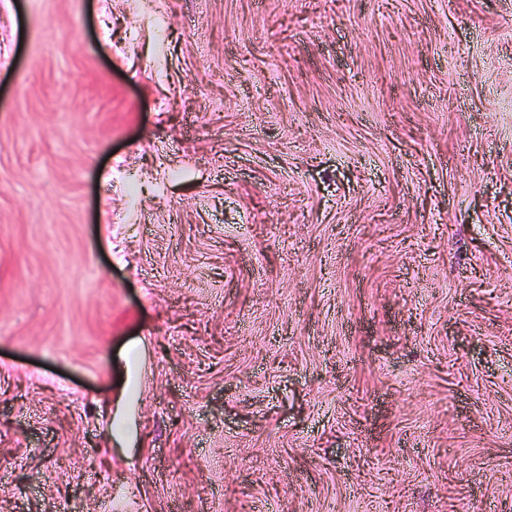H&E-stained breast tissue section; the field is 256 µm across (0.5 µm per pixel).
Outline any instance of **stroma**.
Masks as SVG:
<instances>
[{"instance_id": "stroma-1", "label": "stroma", "mask_w": 512, "mask_h": 512, "mask_svg": "<svg viewBox=\"0 0 512 512\" xmlns=\"http://www.w3.org/2000/svg\"><path fill=\"white\" fill-rule=\"evenodd\" d=\"M151 7L0 0V512H512V0Z\"/></svg>"}]
</instances>
